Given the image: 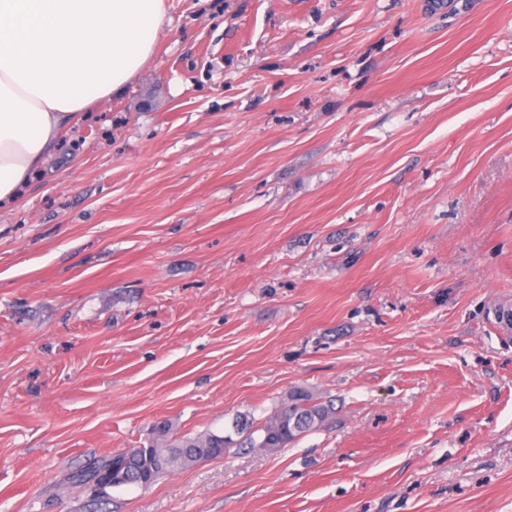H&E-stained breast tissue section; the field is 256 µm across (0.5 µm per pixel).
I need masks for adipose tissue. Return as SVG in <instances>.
Listing matches in <instances>:
<instances>
[{"instance_id":"obj_1","label":"adipose tissue","mask_w":512,"mask_h":512,"mask_svg":"<svg viewBox=\"0 0 512 512\" xmlns=\"http://www.w3.org/2000/svg\"><path fill=\"white\" fill-rule=\"evenodd\" d=\"M165 0H0V203L153 55Z\"/></svg>"}]
</instances>
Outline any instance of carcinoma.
Returning <instances> with one entry per match:
<instances>
[{"instance_id":"obj_1","label":"carcinoma","mask_w":512,"mask_h":512,"mask_svg":"<svg viewBox=\"0 0 512 512\" xmlns=\"http://www.w3.org/2000/svg\"><path fill=\"white\" fill-rule=\"evenodd\" d=\"M335 417L333 404L311 392L297 389L265 420L257 422L247 414L237 415L232 429L238 439L208 433L178 439L164 447L151 445L141 450L133 448L116 454L102 463L91 462L75 471L70 482L81 487L96 484V496H104L114 487L147 488L163 475L187 467L202 459L224 456L231 447L274 450L297 441L302 436L329 426ZM122 465L124 479L112 483V467Z\"/></svg>"}]
</instances>
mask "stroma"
I'll return each mask as SVG.
<instances>
[{
    "label": "stroma",
    "instance_id": "stroma-1",
    "mask_svg": "<svg viewBox=\"0 0 512 512\" xmlns=\"http://www.w3.org/2000/svg\"><path fill=\"white\" fill-rule=\"evenodd\" d=\"M0 207V512H512V0H166ZM336 418L104 498L67 478ZM335 413L331 401L319 400L311 392L297 389L289 392L287 399L262 422L256 423L247 414H238L232 422L238 440L229 435L208 433L178 439L165 447L133 448L102 463L91 462L72 473L69 479L72 484L84 488L96 482L94 496L98 497L106 495L112 488L130 485L147 488L175 469L202 459L223 457L226 448H282L308 433L329 426ZM117 464L122 465L124 479L112 484V467Z\"/></svg>",
    "mask_w": 512,
    "mask_h": 512
}]
</instances>
